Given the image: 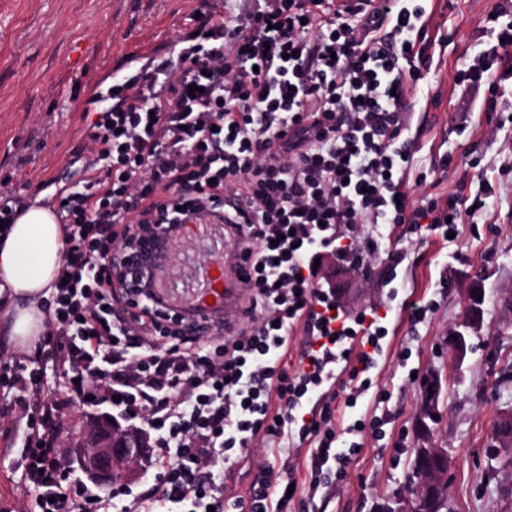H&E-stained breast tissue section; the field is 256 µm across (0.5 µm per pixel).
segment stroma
Masks as SVG:
<instances>
[{"mask_svg":"<svg viewBox=\"0 0 512 512\" xmlns=\"http://www.w3.org/2000/svg\"><path fill=\"white\" fill-rule=\"evenodd\" d=\"M497 0H432L430 74L412 94L410 129L422 163L442 155L453 162L439 192L467 196L490 192V206L461 224L455 244L436 239L404 243L407 255L393 265L388 253L371 274L348 275V299L356 306L384 304L383 280L397 270L405 295L430 301L428 322L411 327L391 313L385 357L379 369L386 402L368 400L354 417H378L385 439L363 433L348 476L336 490L304 497L296 512H380L389 498L414 490L412 460L418 446V414L424 386L409 368L439 381L441 415L432 429L452 458L448 501L452 512H512V459H491L496 415L512 408V151L507 132L490 133L474 96L462 94L454 74L479 51L477 38ZM200 0H0V175H11L27 201L55 202L89 177L88 101L112 85L130 65L170 54V44L193 27ZM221 226L182 245L163 272L162 296L188 305L189 270L227 250ZM449 285H438L440 275ZM485 290L483 326L463 361H454L444 338L460 322L462 291L472 281ZM15 358L0 335V512H32L36 488L20 466L28 432L17 390L3 375Z\"/></svg>","mask_w":512,"mask_h":512,"instance_id":"35a3bbf8","label":"stroma"}]
</instances>
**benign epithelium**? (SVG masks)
Instances as JSON below:
<instances>
[{
  "instance_id": "obj_1",
  "label": "benign epithelium",
  "mask_w": 512,
  "mask_h": 512,
  "mask_svg": "<svg viewBox=\"0 0 512 512\" xmlns=\"http://www.w3.org/2000/svg\"><path fill=\"white\" fill-rule=\"evenodd\" d=\"M484 289L477 281L465 289L461 328L448 333L445 344L456 359H464L468 339L483 324ZM426 394L419 414L417 449L419 461L430 477L411 497H397L382 506V512H438V505L448 494V470L452 460L448 449L433 441L426 419L438 414V379L426 380ZM493 444L490 456L512 455V409L501 412L492 425ZM147 433L135 431L111 413H84L72 427L67 445V461L76 465L86 478L103 490H113L134 482L143 472L142 459L148 456Z\"/></svg>"
}]
</instances>
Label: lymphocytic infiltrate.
Returning a JSON list of instances; mask_svg holds the SVG:
<instances>
[{
  "label": "lymphocytic infiltrate",
  "mask_w": 512,
  "mask_h": 512,
  "mask_svg": "<svg viewBox=\"0 0 512 512\" xmlns=\"http://www.w3.org/2000/svg\"><path fill=\"white\" fill-rule=\"evenodd\" d=\"M194 32L118 83L87 132L99 176L66 196L65 248L51 326L36 355L10 365L19 392L39 402L53 350L79 376L78 403L111 405L143 422L157 474L150 493L116 500L88 489L65 463L54 418L32 424L26 479L38 512H293L284 446L310 447L308 490L344 481L365 428L338 429L378 387L388 314L348 311L315 262L370 261L393 233H458L481 196L451 191L412 203L419 170L408 135L414 87L430 73L428 13L415 0H202ZM484 49L456 84L479 89L491 130L512 128L501 99L512 86V0H499ZM220 224L224 267L244 288L234 321L186 327L194 307L171 308L158 280L131 288L123 258L153 229ZM307 348L286 368L288 338ZM263 443L247 495L230 497L224 464Z\"/></svg>",
  "instance_id": "obj_1"
}]
</instances>
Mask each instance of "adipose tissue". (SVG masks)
<instances>
[{"label": "adipose tissue", "mask_w": 512, "mask_h": 512, "mask_svg": "<svg viewBox=\"0 0 512 512\" xmlns=\"http://www.w3.org/2000/svg\"><path fill=\"white\" fill-rule=\"evenodd\" d=\"M64 227L45 206H29L0 231V300L11 315L13 352L30 351L45 330L44 303L61 265Z\"/></svg>", "instance_id": "adipose-tissue-1"}]
</instances>
